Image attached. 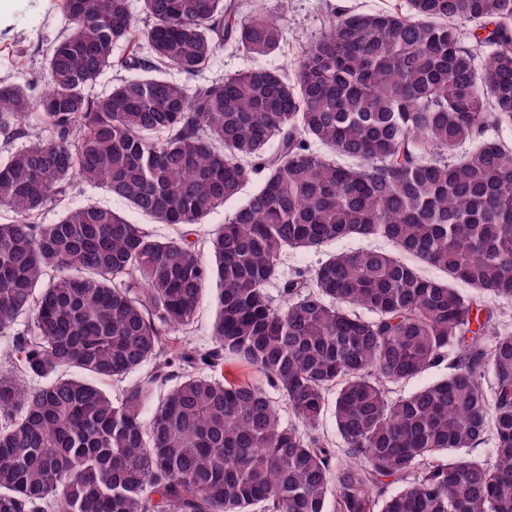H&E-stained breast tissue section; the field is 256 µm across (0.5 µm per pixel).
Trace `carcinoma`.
Listing matches in <instances>:
<instances>
[{
    "label": "carcinoma",
    "instance_id": "1",
    "mask_svg": "<svg viewBox=\"0 0 512 512\" xmlns=\"http://www.w3.org/2000/svg\"><path fill=\"white\" fill-rule=\"evenodd\" d=\"M142 3L143 27L129 0H62L72 27L46 53L47 90L0 81V512H512V332L492 308L512 298V144L484 139L512 126V0L334 7L293 75L259 63L192 89L172 74L203 76L226 42L275 53L281 18ZM115 67L127 76L92 99ZM258 174L210 260L188 232L158 237L107 206L37 223L86 184L186 228ZM350 237L415 263L369 247L284 277L288 251ZM213 280L212 346L165 353ZM229 358L301 427L264 387L185 369ZM146 363L121 399L102 388ZM329 411L341 448L318 434Z\"/></svg>",
    "mask_w": 512,
    "mask_h": 512
}]
</instances>
